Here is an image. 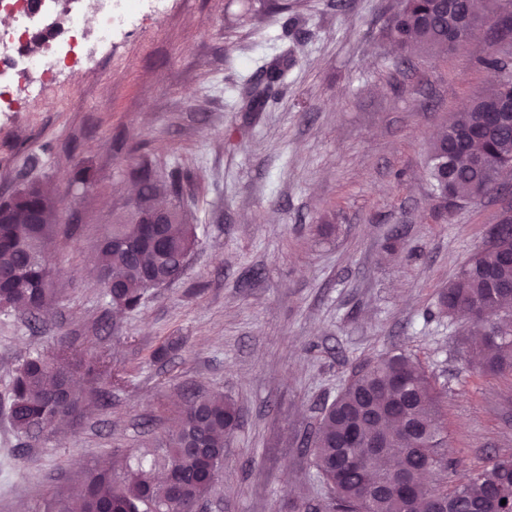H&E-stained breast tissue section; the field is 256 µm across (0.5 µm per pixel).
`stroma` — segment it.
Instances as JSON below:
<instances>
[{"label": "stroma", "instance_id": "1", "mask_svg": "<svg viewBox=\"0 0 512 512\" xmlns=\"http://www.w3.org/2000/svg\"><path fill=\"white\" fill-rule=\"evenodd\" d=\"M403 0H169L130 34L0 112V196L55 193L63 274L36 321L0 313V512H45L75 470L154 447L180 409L219 392L239 410L207 512H288L328 498L307 438L369 359L403 351L442 393L449 483L512 455V373H483L474 327L438 309L442 288L491 225L497 191L444 208L430 141L490 88L480 33L453 51L399 50ZM293 58L264 111L246 93L263 64ZM187 174L201 227L184 275L119 313L90 274L106 227L133 197L140 158ZM85 169L89 183L74 181ZM63 340L102 358L84 409L39 442L9 422L12 374ZM162 357H155L159 347Z\"/></svg>", "mask_w": 512, "mask_h": 512}]
</instances>
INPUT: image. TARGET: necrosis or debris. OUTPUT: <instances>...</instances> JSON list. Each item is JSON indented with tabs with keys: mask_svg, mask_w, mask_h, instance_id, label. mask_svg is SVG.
Segmentation results:
<instances>
[{
	"mask_svg": "<svg viewBox=\"0 0 512 512\" xmlns=\"http://www.w3.org/2000/svg\"><path fill=\"white\" fill-rule=\"evenodd\" d=\"M96 25L87 28L82 11H70L60 16L43 51H34L25 44L29 13L34 0H0V12L17 16L19 24L0 28V112L11 111L14 100L10 95L15 80L29 74L38 75V83L29 87L39 95L44 83L53 78L66 61L80 62L81 46L94 39L100 46L110 45L114 32L144 15L151 0H92Z\"/></svg>",
	"mask_w": 512,
	"mask_h": 512,
	"instance_id": "4bbe7bcc",
	"label": "necrosis or debris"
}]
</instances>
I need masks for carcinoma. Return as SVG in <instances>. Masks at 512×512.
<instances>
[{"label": "carcinoma", "mask_w": 512, "mask_h": 512, "mask_svg": "<svg viewBox=\"0 0 512 512\" xmlns=\"http://www.w3.org/2000/svg\"><path fill=\"white\" fill-rule=\"evenodd\" d=\"M431 2L404 0L389 29L399 47L443 51L450 33L465 42L463 17L486 13L484 0H457L444 18L432 13ZM496 107L492 94L454 113L430 145L428 176L443 204L482 196L512 170V118L488 135L474 136ZM133 174L143 206L155 207L162 197L172 203L160 251L143 246L145 227L130 207L102 238L101 286L112 306L127 312L138 309L150 289L179 279L186 255L199 243L197 225L178 204L186 175L173 170L159 178L146 161L137 163ZM0 207L6 211L0 222V312L22 308L35 316L53 299L55 271L36 257L51 255L55 200L43 183L31 182ZM506 298L512 299V236L473 253L439 295L440 311L450 316L470 319L472 310H486L473 350L488 374L512 371V320L501 317ZM99 367L100 360H86L61 340L23 359L10 382L15 430L35 440L53 421L78 414L85 401L81 379L98 374ZM238 423L232 401L202 395L187 404L154 451L126 457L118 470L88 472L48 512H177L172 477L179 482L181 502L206 500L222 477L224 442ZM398 423L413 427V443L391 441ZM310 445L312 465L330 492L329 512H512L511 456L448 486L446 474L457 462L443 448L440 393L424 366L403 352L381 355L354 372L322 409ZM387 459L397 460L398 467H385ZM426 470L439 474L430 485L421 482Z\"/></svg>", "instance_id": "carcinoma-1"}]
</instances>
